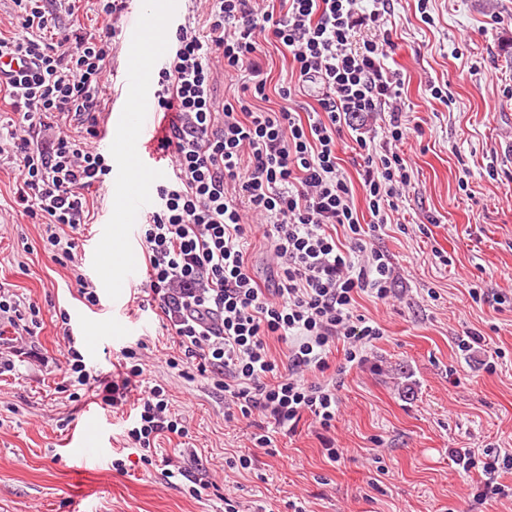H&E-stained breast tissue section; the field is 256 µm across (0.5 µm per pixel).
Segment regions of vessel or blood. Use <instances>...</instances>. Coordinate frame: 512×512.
<instances>
[{
  "label": "vessel or blood",
  "mask_w": 512,
  "mask_h": 512,
  "mask_svg": "<svg viewBox=\"0 0 512 512\" xmlns=\"http://www.w3.org/2000/svg\"><path fill=\"white\" fill-rule=\"evenodd\" d=\"M147 29L140 22H130L126 30L127 45L131 61L125 69V83L129 91L117 116V125L130 149L122 159V181L124 195L122 204L113 214L111 223L101 225L99 237H109L113 225L123 229H134L141 223L144 213L152 206L148 193L149 182L160 172L147 137L155 125L154 113L149 105L150 72L159 64V57L142 52ZM103 430L100 424L90 420L84 423L71 439L78 454L102 458Z\"/></svg>",
  "instance_id": "1"
}]
</instances>
